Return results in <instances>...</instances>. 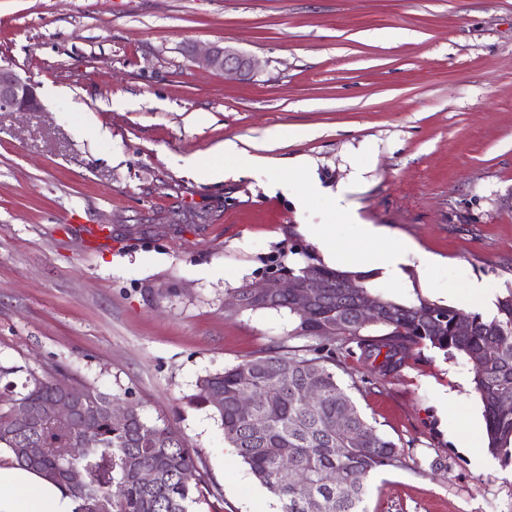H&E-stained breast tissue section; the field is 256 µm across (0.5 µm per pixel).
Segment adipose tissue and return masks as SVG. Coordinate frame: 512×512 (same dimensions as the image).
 Returning a JSON list of instances; mask_svg holds the SVG:
<instances>
[{
    "label": "adipose tissue",
    "mask_w": 512,
    "mask_h": 512,
    "mask_svg": "<svg viewBox=\"0 0 512 512\" xmlns=\"http://www.w3.org/2000/svg\"><path fill=\"white\" fill-rule=\"evenodd\" d=\"M275 164V159L250 153L233 140L214 147L211 161H187L193 176L209 183L222 181L237 171L271 168ZM330 206L347 224L364 258L376 259L383 268L397 269L407 252L405 244L393 240L380 227L361 223L344 192H337ZM77 507V501L58 484L17 466L12 457L0 455V512H76Z\"/></svg>",
    "instance_id": "1"
}]
</instances>
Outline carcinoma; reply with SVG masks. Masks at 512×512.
<instances>
[{"mask_svg":"<svg viewBox=\"0 0 512 512\" xmlns=\"http://www.w3.org/2000/svg\"><path fill=\"white\" fill-rule=\"evenodd\" d=\"M304 262L287 268L299 277L313 267L329 282L322 300L306 312L291 299L271 305L286 309L297 319L293 335L320 340L339 339L347 354L360 358L384 375L397 371L412 348L425 343L449 357L460 355L472 365L474 390L483 408L488 448L512 461V285L497 297L496 314L486 319L475 311L431 301L421 296L398 302L375 291L374 271L332 268L299 252ZM360 281L361 291L379 303L382 318L362 322L355 298L342 287L343 278ZM469 321L461 335L457 321ZM379 329L370 337L366 332ZM335 351L323 354L315 347L299 355L268 354L245 360L198 379L192 401L209 407L220 420L224 439L236 449L257 481L274 494L281 512H366L367 480L383 467L402 466L394 442L379 435L358 411L352 397L341 387L329 364ZM250 376L242 378V370ZM274 380L275 394L263 386ZM61 382L29 373L22 390L9 383L0 396V449L8 451L19 466L41 473L63 486L79 501L77 512H188L193 493L206 484L191 450L169 425L147 420L136 412L122 426L112 424L108 406L112 399L98 391L79 389L82 410L94 416L96 429L85 433L78 424L61 426L45 418L21 423L11 409L14 401L45 408L56 399ZM313 389L316 398L305 401L301 391ZM256 395L249 412L240 410L237 397ZM223 395L222 405L212 396ZM349 414L344 428L334 429L339 414ZM45 448L38 460L23 454L25 448ZM155 472L150 486L140 483L138 469ZM330 471L340 483L328 485Z\"/></svg>","mask_w":512,"mask_h":512,"instance_id":"1","label":"carcinoma"}]
</instances>
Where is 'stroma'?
<instances>
[{"instance_id": "stroma-1", "label": "stroma", "mask_w": 512, "mask_h": 512, "mask_svg": "<svg viewBox=\"0 0 512 512\" xmlns=\"http://www.w3.org/2000/svg\"><path fill=\"white\" fill-rule=\"evenodd\" d=\"M215 43L251 76L202 68ZM0 64L43 104L0 112V365L171 425L208 476L193 512H277L189 398L201 376L313 345L287 310L229 300L321 224L339 269H366L338 187L413 246L377 278L385 296L471 310V279L512 281V0H0ZM226 139L270 145L278 168L197 182L184 158ZM300 157L324 190L303 213L277 186ZM332 369L403 460L371 476L367 512H512L463 357L421 344L391 375L345 354Z\"/></svg>"}]
</instances>
